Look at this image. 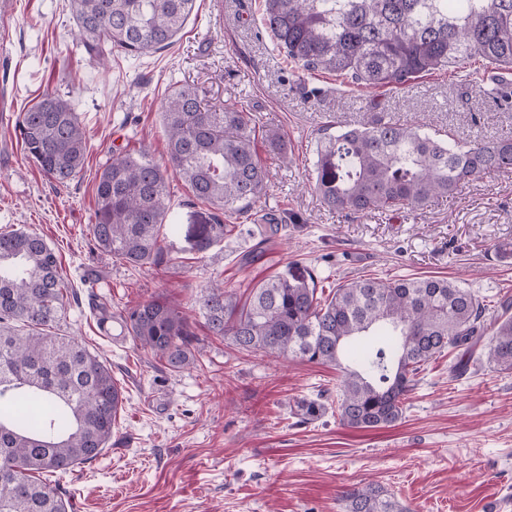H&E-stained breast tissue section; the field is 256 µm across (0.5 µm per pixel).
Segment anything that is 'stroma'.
I'll list each match as a JSON object with an SVG mask.
<instances>
[{
    "label": "stroma",
    "instance_id": "stroma-1",
    "mask_svg": "<svg viewBox=\"0 0 512 512\" xmlns=\"http://www.w3.org/2000/svg\"><path fill=\"white\" fill-rule=\"evenodd\" d=\"M264 0H198L176 42L109 67L77 39L70 0H15L0 31V230L26 229L54 248L76 294L61 328L112 369L123 405L109 446L60 480L72 512H341L342 491L373 482L411 512H512V373L491 366L460 379L429 364L393 426L354 430L335 415L297 424L293 404L335 392L337 372L300 359L237 349L212 335L196 300L213 280L245 288L296 263L325 284L358 277H435L496 302L512 296V171L471 180L456 197L396 215L344 216L314 192L318 131L356 125L378 108L466 142L512 134V103L490 97L481 58L405 85L367 89L306 71L265 31ZM193 83L210 105L238 103L284 136L288 162L256 147L268 173L248 211L224 214L232 232L203 254L183 235L165 243L168 273L134 268L95 243V188L113 155L147 148L166 165L161 101ZM70 100L90 138L82 172L47 179L14 124L44 92ZM257 224L281 225L270 238ZM175 299L191 316L195 365L173 371L127 335H112L92 307L119 313Z\"/></svg>",
    "mask_w": 512,
    "mask_h": 512
}]
</instances>
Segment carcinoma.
<instances>
[{
    "label": "carcinoma",
    "instance_id": "1",
    "mask_svg": "<svg viewBox=\"0 0 512 512\" xmlns=\"http://www.w3.org/2000/svg\"><path fill=\"white\" fill-rule=\"evenodd\" d=\"M196 0H71L80 45L107 63L171 46ZM262 22L276 45L305 71L348 75L369 88L402 85L473 56L512 71V0H265ZM171 171L146 149L112 158L100 172L98 247L131 266L165 270L168 174L215 212L188 225L190 249L224 241L219 212H241L262 196L266 170L243 105L213 108L185 83L163 99ZM28 157L66 184L82 170L88 137L69 100L45 93L18 116ZM512 169V136L450 143L369 112L318 143L314 189L329 208L355 215L414 209L459 192L473 177ZM68 283L56 252L25 229L0 231V512H68L57 484L112 441L123 393L112 368L73 336L58 332ZM209 330L245 351L295 356L335 368L336 399L296 402L301 424L328 412L360 430L401 420L405 400L430 361L456 353L457 378L486 363L512 372V299L501 313L469 289L439 278H359L329 293L297 264L243 292L214 282L198 298ZM134 342L181 370L195 363L193 332L174 303L149 301L119 315ZM342 512H409L382 486L346 490Z\"/></svg>",
    "mask_w": 512,
    "mask_h": 512
}]
</instances>
